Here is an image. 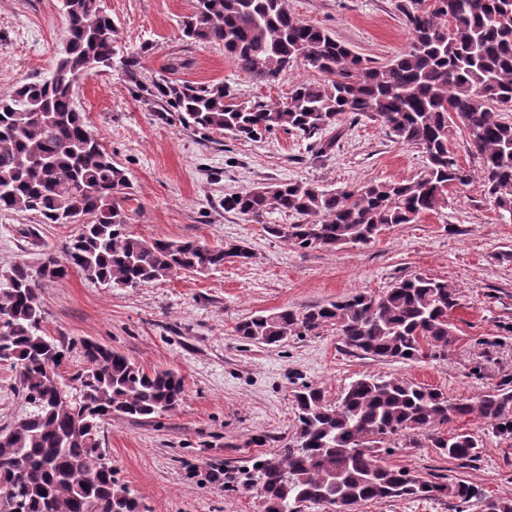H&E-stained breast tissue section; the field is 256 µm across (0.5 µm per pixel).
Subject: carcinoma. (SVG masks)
I'll return each mask as SVG.
<instances>
[{
    "instance_id": "1",
    "label": "carcinoma",
    "mask_w": 512,
    "mask_h": 512,
    "mask_svg": "<svg viewBox=\"0 0 512 512\" xmlns=\"http://www.w3.org/2000/svg\"><path fill=\"white\" fill-rule=\"evenodd\" d=\"M409 30L406 51L373 65L328 30L289 12L286 0H197L183 23L192 42L224 48L253 80L272 84L295 66L320 75L294 85L285 102H240L229 86H193L169 80L154 96L177 113L183 128L256 140L289 128L306 139L341 128L347 115L385 127L392 139L424 153L416 178L368 182L352 189L289 180L263 184L224 198V209L289 246L335 249L366 244L398 224L448 204V188L470 181L448 150L452 128L463 129L479 158L485 197L512 217V0H395ZM66 39L52 70L0 95V212H28L42 224H69L81 232L64 256L44 254L37 268L18 262L0 271V364L17 370L24 400L20 418L0 430V494L15 512H143L141 498L101 464L103 428L114 416L152 419L183 400L184 379L171 369L146 371L126 355L82 340L83 368L72 376L79 398L59 394L48 376L75 345L44 327L41 288L46 280L78 271L114 288H139L180 273H203L226 263L248 264L251 248L210 246L191 240L140 239L128 231L124 209L132 189L125 170L89 130L74 93L89 72L109 68L117 28L101 0H63ZM278 211L293 224H268ZM457 292L448 282L415 275L385 291L360 292L303 311L248 316L235 325L246 342L277 345L331 326L353 352L381 360L417 361L448 355L457 337L449 320ZM295 441L257 454L213 475L224 490L259 499L262 512H301L316 504L356 512L364 502L396 498L446 499L455 512L476 501L487 512H512L511 498H491L465 481L446 482L384 463L379 448L417 436L464 468L478 440L441 429L470 415L499 439L512 441V378L473 402L402 379L362 376L336 402L321 387L295 395Z\"/></svg>"
}]
</instances>
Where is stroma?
Returning <instances> with one entry per match:
<instances>
[{"instance_id": "obj_1", "label": "stroma", "mask_w": 512, "mask_h": 512, "mask_svg": "<svg viewBox=\"0 0 512 512\" xmlns=\"http://www.w3.org/2000/svg\"><path fill=\"white\" fill-rule=\"evenodd\" d=\"M101 5L116 24L123 54L135 57L136 66L90 72L75 92V105L132 181L124 204L129 231L146 240L240 243L256 254L246 265L182 273L133 290L76 272L42 288L49 335L96 341L144 370L172 369L185 381L184 401L174 411L144 422L115 416L104 425L103 447L116 477L140 493L147 512H260L252 494L225 491L209 474L292 440L294 394L302 385H320L332 402L361 376L400 378L454 401H472L512 377V219L486 199L462 131L450 133L448 148L473 177L449 188L446 208L392 226L364 245L287 246L262 225L225 211V197L289 179L331 189L409 180L424 169L421 151L395 143L365 117L346 120L332 150L321 155L293 130L244 141L183 129L160 99L147 95L155 82H221L243 101L282 102L296 82L315 74L298 66L266 86L239 72L223 48L187 41L181 24L195 0ZM288 9L379 65L409 45L394 0H288ZM65 35L61 0H0V94L47 75ZM78 231L75 224L0 213V270L19 260L38 265L43 253L62 252ZM418 273L457 290L450 320L458 340L442 360L354 356L329 328L278 346L248 343L234 333L238 321L259 312L302 311L355 292L378 293ZM448 429L479 439L472 466L449 463L424 435L416 448L388 441L381 456L418 476L463 479L486 494L512 498V446L474 416ZM260 435L266 438L261 448L254 444Z\"/></svg>"}]
</instances>
